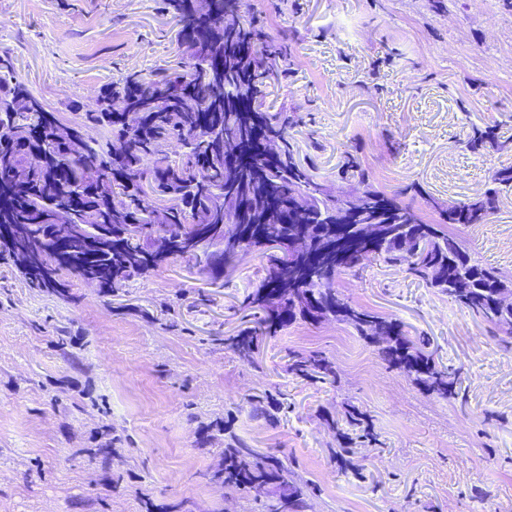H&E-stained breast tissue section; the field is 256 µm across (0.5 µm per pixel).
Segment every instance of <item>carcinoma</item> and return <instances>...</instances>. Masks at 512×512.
<instances>
[{"instance_id":"cac0c4a2","label":"carcinoma","mask_w":512,"mask_h":512,"mask_svg":"<svg viewBox=\"0 0 512 512\" xmlns=\"http://www.w3.org/2000/svg\"><path fill=\"white\" fill-rule=\"evenodd\" d=\"M182 22L179 45L187 69L164 68L148 76L131 74L112 82L101 95L100 108L83 112L70 124L76 139L46 142L34 136L38 127L48 132L60 124L25 84L0 59V191L13 203L0 208V249L17 255L28 248L58 273L81 278L99 276L100 290H118L134 277L162 267L152 250V237L167 227L182 231L174 258L196 261L214 281L229 274L235 257L223 247L221 225L232 212L242 210L240 250H261L265 274L245 297L242 307L258 314L256 325L224 337V345L241 360L251 362L262 342L298 320H334L350 326L370 341L387 337L379 350L388 366L416 381L431 394L458 395L456 376L438 368L427 351L428 340L414 342L402 323L373 314L346 299L335 287L336 276L351 271L371 255L406 268L428 288H435L473 314L512 335V309L497 305L500 291H512V277L475 260L462 231L486 224L497 209L500 193L512 188V166L488 176L482 196L468 201L430 202L438 213L432 222L421 209L402 200L408 193L423 196L415 184L388 195L368 186L359 197L327 192L317 182L313 166L296 157L288 137L287 119L265 108L267 87L286 71V58L237 47L250 44L256 31L248 20L246 0H169ZM237 14V27L224 26L226 12ZM249 101L247 111L240 102ZM145 110L142 123L126 126L123 115L132 107ZM265 131L276 144L277 157L258 153L248 164L224 158V137L251 143L253 127ZM103 135L90 140L86 129ZM177 137L183 153L177 160L163 157L166 142ZM468 147L475 154L499 148L493 128L472 126ZM103 175L102 187L85 184L86 170ZM342 178L369 181L357 154L347 151ZM273 195L296 211L311 239L341 240V257H328L315 247L314 262L286 254L276 245L299 230L296 224H277L265 215L262 199ZM58 208L71 211L69 223L83 226V239L105 242L101 247L66 245L51 221ZM371 220L386 233L371 242L362 225ZM27 225L26 235L14 240L1 228ZM300 265L291 283L281 279L285 263ZM33 288L64 291L33 267L22 268ZM288 369L315 382L336 376L332 361L321 355H295ZM349 426L370 440L367 417L355 410L345 415ZM224 487L246 494H265V512H305L313 488L299 479L288 461L262 455L235 437L224 448V468L214 474Z\"/></svg>"}]
</instances>
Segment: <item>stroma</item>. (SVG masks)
Segmentation results:
<instances>
[{
	"instance_id": "35a3bbf8",
	"label": "stroma",
	"mask_w": 512,
	"mask_h": 512,
	"mask_svg": "<svg viewBox=\"0 0 512 512\" xmlns=\"http://www.w3.org/2000/svg\"><path fill=\"white\" fill-rule=\"evenodd\" d=\"M262 46L292 68L272 111L331 188L357 149L387 193L483 192L512 166V0H249ZM180 20L162 0H0V56L61 123L128 73L177 65ZM491 126L502 150L466 147ZM465 237L481 263L512 272V191ZM258 253L214 281L176 261L118 293L68 278L67 296L29 287L0 255V512H264L212 481L224 435L287 458L314 492L308 512H512V339L382 257L336 279L354 304L430 341L464 399L424 392L345 324L296 322L255 363L224 346L240 301L264 275ZM319 351L335 382L288 373ZM272 395L271 418L254 397ZM356 407L374 442L333 455L332 420ZM106 455L111 470L92 463Z\"/></svg>"
}]
</instances>
